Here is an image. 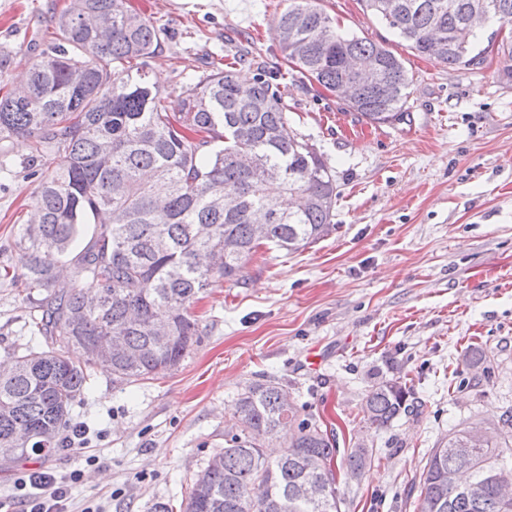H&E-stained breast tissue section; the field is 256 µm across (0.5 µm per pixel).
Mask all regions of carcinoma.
I'll return each instance as SVG.
<instances>
[{"instance_id":"cac0c4a2","label":"carcinoma","mask_w":512,"mask_h":512,"mask_svg":"<svg viewBox=\"0 0 512 512\" xmlns=\"http://www.w3.org/2000/svg\"><path fill=\"white\" fill-rule=\"evenodd\" d=\"M410 48L450 67L470 66L469 14L486 8L512 22V0H364ZM57 37L16 86L0 95V140L34 139L37 157L59 163L39 181L15 246L27 256L22 287L36 313L31 336L0 374V461L52 454L73 406L92 387L94 360L71 353L103 342L113 381L172 371L200 336L194 306L232 279L262 245L290 253L327 236L336 181L313 145L288 132V105L273 75L240 83L236 62L186 78L176 97L148 80L158 50L150 18L126 0H69L50 18ZM281 52L309 80L339 92L351 63L372 62L387 94L357 85L350 110L370 124L400 121L410 84L401 59L340 32L316 0H292L277 20ZM95 225L84 240L85 226ZM411 390L382 379L365 397L378 428L410 409ZM234 424L194 479L182 512H341L336 435L299 407L275 377L247 385ZM296 427L284 452L265 448L282 425ZM325 460L307 468V458ZM465 426L441 441L420 475L418 512H512L499 485L508 460ZM371 461L358 445L341 466L358 477Z\"/></svg>"}]
</instances>
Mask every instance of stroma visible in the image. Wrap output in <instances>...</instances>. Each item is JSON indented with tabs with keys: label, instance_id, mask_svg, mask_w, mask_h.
<instances>
[{
	"label": "stroma",
	"instance_id": "35a3bbf8",
	"mask_svg": "<svg viewBox=\"0 0 512 512\" xmlns=\"http://www.w3.org/2000/svg\"><path fill=\"white\" fill-rule=\"evenodd\" d=\"M68 0H0L7 75L40 52L34 32ZM153 21L160 48L149 77L178 94L185 72L237 61L238 76L279 73L288 127L313 143L336 178L333 231L296 253L264 247L238 281L212 288L196 307L199 342L167 375L116 385L96 366L75 405L97 457L62 449L0 464V503L15 478L83 467L68 512H156L179 504L224 428L241 388L280 379L319 416L339 448L365 444L372 461L341 479L342 512H416L419 476L434 448L464 423L512 413V23L489 21L478 64L448 67L418 55L361 0H317L342 30L400 57L411 79L403 121L374 126L343 98L292 72L275 37L291 0H129ZM26 138L0 140V362L24 350L29 305L15 284L25 257L15 245L39 172ZM486 369L473 373L470 347ZM470 382L452 393L454 373ZM403 378L414 409L383 429L364 413L367 390ZM84 454V455H85Z\"/></svg>",
	"mask_w": 512,
	"mask_h": 512
}]
</instances>
